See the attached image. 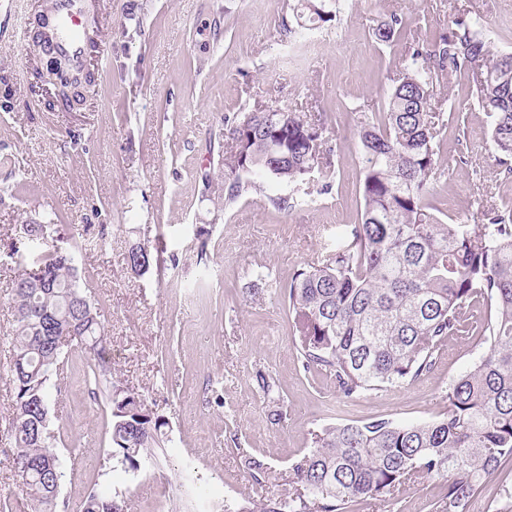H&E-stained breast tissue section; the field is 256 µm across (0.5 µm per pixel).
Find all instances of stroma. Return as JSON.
Returning a JSON list of instances; mask_svg holds the SVG:
<instances>
[{"label": "stroma", "mask_w": 512, "mask_h": 512, "mask_svg": "<svg viewBox=\"0 0 512 512\" xmlns=\"http://www.w3.org/2000/svg\"><path fill=\"white\" fill-rule=\"evenodd\" d=\"M49 0L0 10V430L11 414L14 322L8 286L30 257L23 225L44 224L71 247L110 342L106 379L88 384L71 348L52 391L54 449L66 460L57 512H79L90 491L122 494L127 512H205L207 501L248 503L287 488L323 427L374 418L445 416L444 392L470 347L449 339L435 371L348 399L305 373L288 329L283 291L294 272L343 240L360 209L356 124L384 105L422 31L471 10L497 49L512 50V0H349L338 24L290 48L288 0H98L94 79L63 100L32 47ZM415 26L391 46L372 31L393 15ZM475 72L448 78L445 176L432 202L444 222L470 221L488 190L512 209V179L489 151L488 118L471 96ZM285 106L321 118L335 169L307 206L277 207L288 186L266 183L224 206V118L240 107ZM151 251L137 275L131 246ZM279 387L264 395L260 375ZM133 389L167 425L136 473L109 456V392ZM282 420H274V413ZM265 466L257 485L244 460ZM512 461L468 512H512ZM443 481L367 499L355 512H430Z\"/></svg>", "instance_id": "1"}]
</instances>
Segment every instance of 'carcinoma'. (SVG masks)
<instances>
[{
  "mask_svg": "<svg viewBox=\"0 0 512 512\" xmlns=\"http://www.w3.org/2000/svg\"><path fill=\"white\" fill-rule=\"evenodd\" d=\"M288 8L296 21L290 35L340 20L331 0H294ZM413 23L392 16L373 36L390 45ZM403 62L382 109L359 121L363 208L350 242L297 270L285 290L289 335L304 371L328 378L346 398L431 373L450 337L470 339L480 352L449 384L442 419L326 427L293 468L298 488L225 512H353L365 498L393 496L423 478L446 483L433 512H467L501 461H512V213L490 204L471 224H446L432 204L445 175L439 144L448 127L447 114L432 103L447 101L449 73L481 69L471 95L491 119L493 153L512 155V51L494 48L483 21L460 15L419 39ZM326 130L291 109L272 123L259 108L224 116V206L267 180L294 187L296 204L311 201L320 177L333 176ZM47 228L24 224L22 238L35 247ZM151 259L148 247L137 245L127 263L138 274ZM88 291L71 252L58 245L11 281L16 327L7 440L29 512H55L65 474L66 461L53 450L50 404L68 349L89 354L96 386L109 354ZM110 410L112 454L135 472L164 422L138 393L115 384ZM125 508L118 495L92 491L80 512Z\"/></svg>",
  "mask_w": 512,
  "mask_h": 512,
  "instance_id": "carcinoma-1",
  "label": "carcinoma"
}]
</instances>
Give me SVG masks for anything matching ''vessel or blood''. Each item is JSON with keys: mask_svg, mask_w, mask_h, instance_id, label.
Wrapping results in <instances>:
<instances>
[{"mask_svg": "<svg viewBox=\"0 0 512 512\" xmlns=\"http://www.w3.org/2000/svg\"><path fill=\"white\" fill-rule=\"evenodd\" d=\"M97 0H50L39 46L66 58L74 79H83L87 45L95 36Z\"/></svg>", "mask_w": 512, "mask_h": 512, "instance_id": "obj_1", "label": "vessel or blood"}]
</instances>
